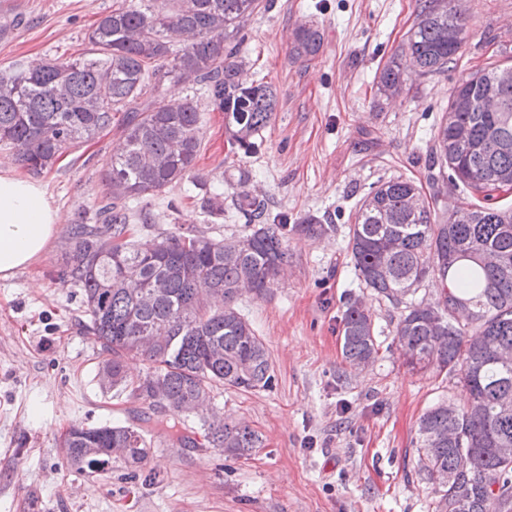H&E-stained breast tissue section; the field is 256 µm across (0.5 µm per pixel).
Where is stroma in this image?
<instances>
[{"mask_svg":"<svg viewBox=\"0 0 512 512\" xmlns=\"http://www.w3.org/2000/svg\"><path fill=\"white\" fill-rule=\"evenodd\" d=\"M112 2L0 0L7 29L0 68L78 57ZM461 3L468 28L456 62L389 100L377 96L375 75L403 50L418 0H274L255 13L243 28L245 74L271 84L278 106L249 155L231 152L224 114L202 92L167 87L163 104L190 98L202 112V148L181 182L132 201L148 217L134 224L136 239L180 228L216 240L241 234L232 200L242 171L246 191L272 215L335 227L317 239L289 236L287 278L235 302L264 341L275 382L267 390H214L211 404L261 434L250 456L228 458L207 446L193 417L192 445L153 434L143 477L118 464L96 473L69 466L61 439L71 426L127 425L153 413L147 402L102 385L81 290L61 280L68 226L106 194L101 163L123 140L122 113L37 173L60 223L36 262L0 279V512H428L431 491L416 474L418 420L443 396L464 406L467 393L455 378L408 370L393 341L400 311L363 288L346 243L377 182L413 180L441 209L462 198L432 163L433 129L458 81L512 57V0ZM300 23L323 36L310 60L291 57ZM215 194L224 203L220 216L204 205ZM350 296L362 298L382 341L374 365L356 371L341 356Z\"/></svg>","mask_w":512,"mask_h":512,"instance_id":"1","label":"stroma"}]
</instances>
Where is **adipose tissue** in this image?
Returning a JSON list of instances; mask_svg holds the SVG:
<instances>
[{
	"label": "adipose tissue",
	"instance_id": "ef3b65f1",
	"mask_svg": "<svg viewBox=\"0 0 512 512\" xmlns=\"http://www.w3.org/2000/svg\"><path fill=\"white\" fill-rule=\"evenodd\" d=\"M59 212L44 186L0 172V277L35 262L52 241Z\"/></svg>",
	"mask_w": 512,
	"mask_h": 512
}]
</instances>
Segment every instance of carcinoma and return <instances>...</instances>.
I'll return each mask as SVG.
<instances>
[{
  "label": "carcinoma",
  "instance_id": "cac0c4a2",
  "mask_svg": "<svg viewBox=\"0 0 512 512\" xmlns=\"http://www.w3.org/2000/svg\"><path fill=\"white\" fill-rule=\"evenodd\" d=\"M260 0H114L86 34L82 56L31 66L17 60L0 69V144L38 172L65 149L94 138L125 113L121 147L102 161L109 193L95 216L75 214L62 276L81 288L88 331L101 352L100 376L128 390L163 417L129 425L72 426L65 434L70 464L80 472L121 463L140 470L148 459V429L190 442L184 417L220 387L269 389L275 380L268 350L235 307L247 291L272 287L288 272V235L320 238L334 229L268 223L264 201L237 194L243 234L215 240L180 230L150 243L127 237L126 203L183 180L195 167L203 120L193 100L155 106L166 82L197 85L224 112L234 153L251 154L276 109L272 86L240 79V33ZM468 19L459 0H418L402 56L377 77L378 93L409 90L411 74L448 70L465 40ZM174 35L188 38L174 48ZM318 29L291 33L296 59L315 57ZM433 163L448 169L467 196L448 215L437 214L422 187L400 178L381 181L362 200L347 249L358 278L378 297L404 306L393 340L417 372L458 378L468 404L448 412V398L417 424V473L431 485L432 512H512V65L473 71L451 91L433 134ZM434 276L444 282L433 301H406ZM381 342L362 303L348 298L342 356L365 368ZM140 355L150 371L128 382L123 359ZM209 445L232 457L261 446L251 428L213 413L203 419ZM106 448H119L112 458Z\"/></svg>",
  "mask_w": 512,
  "mask_h": 512
}]
</instances>
